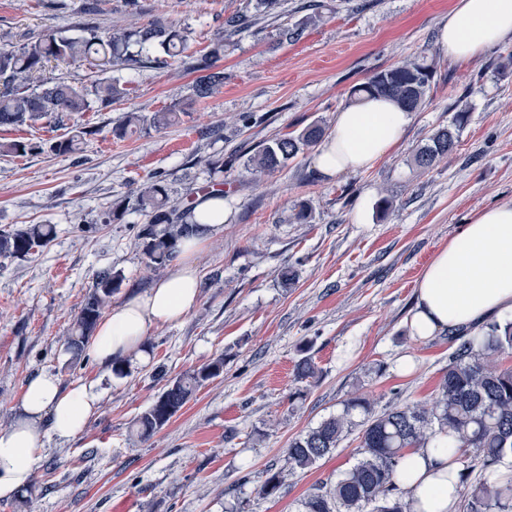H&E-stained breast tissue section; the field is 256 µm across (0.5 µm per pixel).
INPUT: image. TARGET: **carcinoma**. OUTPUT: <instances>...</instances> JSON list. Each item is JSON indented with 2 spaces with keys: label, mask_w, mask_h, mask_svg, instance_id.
Segmentation results:
<instances>
[{
  "label": "carcinoma",
  "mask_w": 512,
  "mask_h": 512,
  "mask_svg": "<svg viewBox=\"0 0 512 512\" xmlns=\"http://www.w3.org/2000/svg\"><path fill=\"white\" fill-rule=\"evenodd\" d=\"M160 48L172 58L192 59L187 35L175 24H148L116 32L107 38L93 26L84 35L64 38L46 34L17 50L0 48V127L22 126L42 118H57L89 107L84 90L64 81L41 76L51 61L91 57L111 69L132 68ZM203 72L195 83L198 99L211 97L224 86V71L214 63L193 66ZM435 71L426 56L407 59L381 70L352 87L351 96H386L406 112L415 111L430 87ZM94 96L111 103L125 97L127 89L116 78L94 85ZM173 110L145 118L129 113L115 127L120 135L147 121L154 127L172 122ZM464 115L456 114L453 128H442L415 155V164L428 169L450 156L458 143ZM323 130L311 125L297 135L288 134L262 145L247 156L243 168L255 181L282 168L298 153L315 146ZM137 209L145 217L138 233L139 245L150 266L159 269L176 257L178 241L197 231L191 208L171 201L167 185L153 180L137 190ZM55 237L52 224H25L0 231V256L24 260L48 246ZM121 279L108 270L95 275L93 289L74 318L69 347L79 350L93 332L102 308L120 287ZM455 350L443 369L433 397L403 407L375 412L364 395L353 393L340 412L293 439L287 449L291 468L308 469L333 453L354 428H360L361 457L333 484H321L302 501V512H409L396 485L397 467L412 448L446 438L445 447L457 448L470 459L460 470V512H512V478L501 473L512 458V366L500 358L512 354V320H494L480 328L452 333ZM224 373V357L185 373L163 389L137 418V432L148 437L162 428L206 382Z\"/></svg>",
  "instance_id": "obj_1"
}]
</instances>
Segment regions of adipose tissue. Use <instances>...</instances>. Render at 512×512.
Segmentation results:
<instances>
[{"label": "adipose tissue", "instance_id": "adipose-tissue-1", "mask_svg": "<svg viewBox=\"0 0 512 512\" xmlns=\"http://www.w3.org/2000/svg\"><path fill=\"white\" fill-rule=\"evenodd\" d=\"M512 36V0H454L439 27L444 56L467 64ZM410 115L384 97H366L341 108L315 162L327 177L374 166L400 142ZM198 231L179 242L180 257L151 288L117 304L97 324L87 348L102 365L119 358L144 361L142 343L150 329L183 322L200 298L199 260L224 224V195H199L193 207ZM512 318V200L476 213L423 269L408 319L412 335L438 333L482 323L489 316ZM93 384L62 388L57 375L31 377L20 398V415L0 430V498L27 488L47 435H80L97 407ZM460 468L454 455L428 446L409 451L396 481L411 512H455Z\"/></svg>", "mask_w": 512, "mask_h": 512}]
</instances>
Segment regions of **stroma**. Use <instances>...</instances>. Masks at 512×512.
I'll return each mask as SVG.
<instances>
[{"label":"stroma","instance_id":"35a3bbf8","mask_svg":"<svg viewBox=\"0 0 512 512\" xmlns=\"http://www.w3.org/2000/svg\"><path fill=\"white\" fill-rule=\"evenodd\" d=\"M246 3L0 0V47L47 33L75 37L86 23L102 35L174 23L201 56L228 42L217 62L224 86L210 98L194 95L197 71L156 50L121 71L123 99L91 100L58 124L0 128V143L29 146L0 152V230H56L28 259L0 256V430L12 425L33 374L91 382L100 394L83 433L49 437L24 498H0V512H299L315 485L356 462L359 438L349 435L305 470L288 465L292 439L356 391L379 411L429 398L448 365L447 334L420 340L406 320L433 255L474 213L512 199V39L469 64L448 60L437 30L452 0H280L226 35L225 18ZM286 24L301 28L298 40L280 39ZM423 54L436 65L426 99L372 168L325 177L310 149L260 182L241 176L243 154L314 123L332 129L353 85ZM177 103L169 126L112 134L126 113L148 117ZM459 112L466 122L455 153L417 169L415 153ZM80 129L75 152L52 151ZM212 155L223 156L224 169L211 175L200 160ZM152 178L175 201L221 187L226 219L200 260L197 307L182 323L151 330L146 362L117 377L74 353L67 338L98 271L121 276L118 301L165 276L137 240L136 191ZM119 201L127 211L116 222ZM302 204L307 220L289 222ZM218 356L223 375L150 438L138 437L136 418L168 380ZM306 356L319 369L312 381L296 377ZM276 471L282 488L263 494Z\"/></svg>","mask_w":512,"mask_h":512}]
</instances>
